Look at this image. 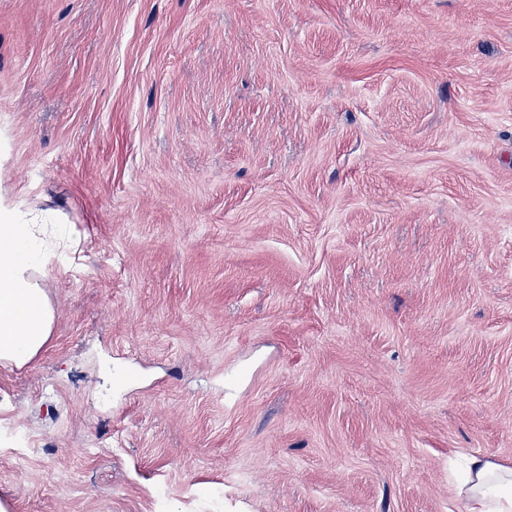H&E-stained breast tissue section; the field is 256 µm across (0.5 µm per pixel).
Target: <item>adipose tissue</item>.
Masks as SVG:
<instances>
[{
    "instance_id": "1",
    "label": "adipose tissue",
    "mask_w": 512,
    "mask_h": 512,
    "mask_svg": "<svg viewBox=\"0 0 512 512\" xmlns=\"http://www.w3.org/2000/svg\"><path fill=\"white\" fill-rule=\"evenodd\" d=\"M70 247L50 214L0 204V365L24 367L47 344L55 314L40 278ZM453 482L467 512H512V465L472 455Z\"/></svg>"
}]
</instances>
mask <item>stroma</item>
<instances>
[{"mask_svg":"<svg viewBox=\"0 0 512 512\" xmlns=\"http://www.w3.org/2000/svg\"><path fill=\"white\" fill-rule=\"evenodd\" d=\"M0 204L68 225L0 366L7 512H466L512 465V0H0ZM457 495L467 512L512 511V465L489 455H472L453 476Z\"/></svg>","mask_w":512,"mask_h":512,"instance_id":"35a3bbf8","label":"stroma"}]
</instances>
